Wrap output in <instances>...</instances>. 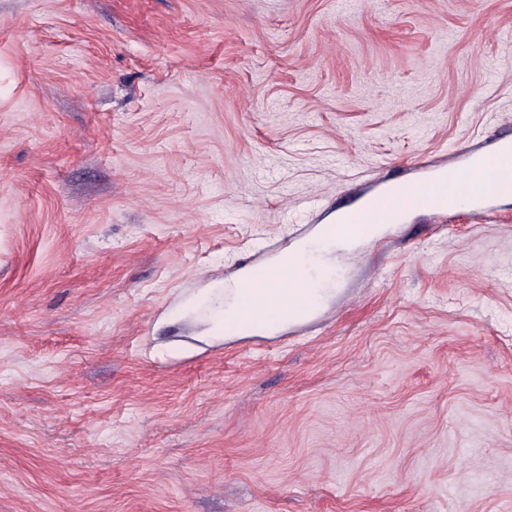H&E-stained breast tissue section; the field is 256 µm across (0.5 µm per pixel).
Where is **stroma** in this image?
I'll return each mask as SVG.
<instances>
[{
    "mask_svg": "<svg viewBox=\"0 0 512 512\" xmlns=\"http://www.w3.org/2000/svg\"><path fill=\"white\" fill-rule=\"evenodd\" d=\"M512 139V0H0V512H512V198L215 336L246 257Z\"/></svg>",
    "mask_w": 512,
    "mask_h": 512,
    "instance_id": "1",
    "label": "stroma"
}]
</instances>
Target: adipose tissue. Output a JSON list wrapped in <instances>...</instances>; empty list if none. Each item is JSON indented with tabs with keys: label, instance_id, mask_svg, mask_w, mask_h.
<instances>
[{
	"label": "adipose tissue",
	"instance_id": "ef3b65f1",
	"mask_svg": "<svg viewBox=\"0 0 512 512\" xmlns=\"http://www.w3.org/2000/svg\"><path fill=\"white\" fill-rule=\"evenodd\" d=\"M384 230L382 224H347L335 218L326 233L303 240L285 251L279 261L268 267L262 277L247 270L228 292L224 308L225 323L259 332L274 331L279 325L295 322L320 308L327 289L318 287L306 274L311 252H318L324 268L336 265L338 253L352 251L358 241H370Z\"/></svg>",
	"mask_w": 512,
	"mask_h": 512
}]
</instances>
